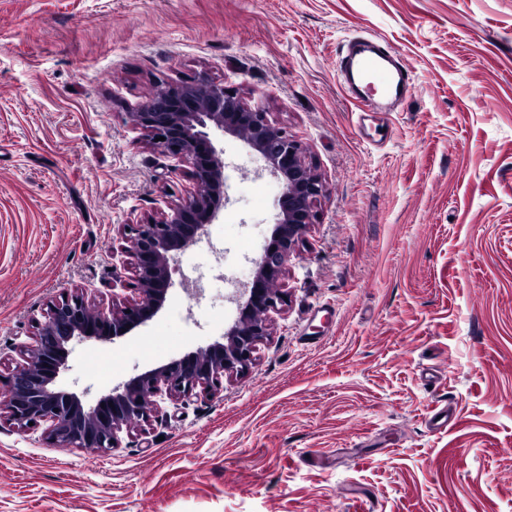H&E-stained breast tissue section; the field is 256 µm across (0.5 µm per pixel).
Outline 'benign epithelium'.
Returning a JSON list of instances; mask_svg holds the SVG:
<instances>
[{"instance_id":"1","label":"benign epithelium","mask_w":512,"mask_h":512,"mask_svg":"<svg viewBox=\"0 0 512 512\" xmlns=\"http://www.w3.org/2000/svg\"><path fill=\"white\" fill-rule=\"evenodd\" d=\"M129 120L154 148L188 162L191 187L160 219L123 225L137 298L114 300L96 310L83 290L62 291L50 300L46 320L37 324L35 344L24 350V363L12 371L0 399V421L21 429L48 422L49 436L60 448L110 451L118 447L122 429L148 420L153 397L214 396L223 389L224 378L245 373L257 345L271 335L269 314L284 303L276 281L315 222L314 206L325 192L320 175L306 164L301 144L274 125L267 112L249 106L222 83L204 79L161 85L129 113ZM212 127L244 135L282 186L272 239L256 260L251 281L237 295L239 320L225 332V341L136 375L87 409L77 394L56 386L70 344L112 343L155 317L172 286V253L200 240L224 206V161L209 137Z\"/></svg>"}]
</instances>
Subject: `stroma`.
Returning a JSON list of instances; mask_svg holds the SVG:
<instances>
[{
	"label": "stroma",
	"instance_id": "stroma-1",
	"mask_svg": "<svg viewBox=\"0 0 512 512\" xmlns=\"http://www.w3.org/2000/svg\"><path fill=\"white\" fill-rule=\"evenodd\" d=\"M356 36L409 67L397 111L364 118L342 88ZM202 77L325 184L271 334L220 394L155 397L111 452L0 426V512H512V0H0V392L61 289L133 298L119 231L190 181L127 115ZM209 135L220 216L153 320L73 344L59 382L85 406L239 317L281 186Z\"/></svg>",
	"mask_w": 512,
	"mask_h": 512
}]
</instances>
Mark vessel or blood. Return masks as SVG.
<instances>
[{"mask_svg": "<svg viewBox=\"0 0 512 512\" xmlns=\"http://www.w3.org/2000/svg\"><path fill=\"white\" fill-rule=\"evenodd\" d=\"M337 69L349 91L372 112L391 111L410 89L408 68L377 39H351Z\"/></svg>", "mask_w": 512, "mask_h": 512, "instance_id": "obj_1", "label": "vessel or blood"}]
</instances>
